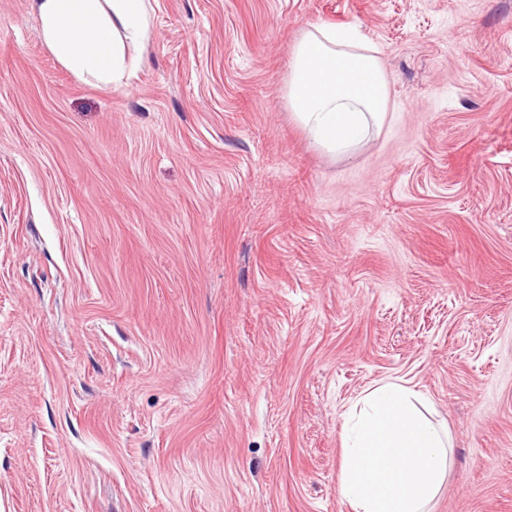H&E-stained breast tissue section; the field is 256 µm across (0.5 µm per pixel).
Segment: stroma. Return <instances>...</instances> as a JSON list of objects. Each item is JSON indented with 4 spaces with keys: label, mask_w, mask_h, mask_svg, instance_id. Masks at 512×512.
<instances>
[{
    "label": "stroma",
    "mask_w": 512,
    "mask_h": 512,
    "mask_svg": "<svg viewBox=\"0 0 512 512\" xmlns=\"http://www.w3.org/2000/svg\"><path fill=\"white\" fill-rule=\"evenodd\" d=\"M127 84L0 0V512H351L343 414L410 380L430 512H512V0H152ZM311 24L390 81L318 149ZM377 53L356 28L337 25H309L294 46L288 105L329 155H352L387 119L389 81Z\"/></svg>",
    "instance_id": "stroma-1"
}]
</instances>
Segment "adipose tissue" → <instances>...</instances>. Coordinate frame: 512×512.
Instances as JSON below:
<instances>
[{
  "label": "adipose tissue",
  "mask_w": 512,
  "mask_h": 512,
  "mask_svg": "<svg viewBox=\"0 0 512 512\" xmlns=\"http://www.w3.org/2000/svg\"><path fill=\"white\" fill-rule=\"evenodd\" d=\"M38 32L80 77L122 85L140 58L126 45L151 36V0H30ZM297 122L325 153L348 156L384 125L388 76L356 28L310 25L285 83ZM420 394L395 378L367 389L345 414L339 495L353 512H428L448 472V435L419 410Z\"/></svg>",
  "instance_id": "adipose-tissue-1"
}]
</instances>
